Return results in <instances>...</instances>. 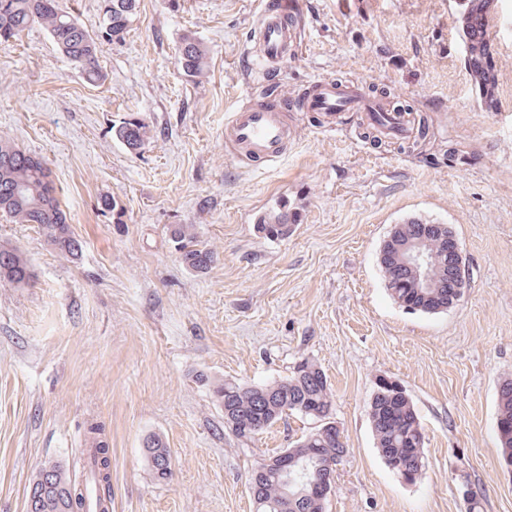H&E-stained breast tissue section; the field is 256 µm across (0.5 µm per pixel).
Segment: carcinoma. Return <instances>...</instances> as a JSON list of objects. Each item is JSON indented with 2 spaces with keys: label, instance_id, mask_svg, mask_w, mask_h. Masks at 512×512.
<instances>
[{
  "label": "carcinoma",
  "instance_id": "cac0c4a2",
  "mask_svg": "<svg viewBox=\"0 0 512 512\" xmlns=\"http://www.w3.org/2000/svg\"><path fill=\"white\" fill-rule=\"evenodd\" d=\"M137 0H103L101 20L95 31L87 30L78 18L62 5V0H0V41L18 37L31 25L45 27L56 49L81 71L92 86L104 83L106 74L99 63L102 46L121 39L127 32ZM178 60L184 74L196 78L207 68V51L192 33L179 43ZM148 128L138 122H125L116 131L128 147L136 149L148 137ZM0 213L18 224L36 225L44 241L60 253L75 256L80 249L62 209L49 166H35L31 153L7 142L0 143ZM259 230L273 239L286 238L293 225L261 224ZM214 255L203 246L188 242L181 260L186 268L201 272ZM392 300L403 303V289L397 287L398 266L381 268ZM19 288L30 284L32 271L22 251L8 243L0 244V281ZM397 383L380 376L368 407L374 444L384 463L397 474L418 478L425 466L426 437L411 397H394ZM212 394L224 410V428L240 441H250L278 422L300 416L314 427L292 442L293 448H324L326 454L342 463L348 448L343 430L336 421L332 390L323 369L303 359L284 379L264 384L236 380L219 381ZM497 415L512 418V381H504L498 393ZM99 453V474L110 484V448L100 437H91ZM144 455L158 480L171 476L170 452L162 438L152 435L144 441ZM305 472L287 482L272 464V456L256 462L247 484L255 512H326L327 502L306 495L303 480L325 479L334 482L332 472L320 467L316 456L304 459ZM48 476L49 485L42 483ZM27 491L39 494L38 512H81L82 493L69 470L58 463L43 465L29 482Z\"/></svg>",
  "mask_w": 512,
  "mask_h": 512
}]
</instances>
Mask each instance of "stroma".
I'll use <instances>...</instances> for the list:
<instances>
[{
  "instance_id": "1",
  "label": "stroma",
  "mask_w": 512,
  "mask_h": 512,
  "mask_svg": "<svg viewBox=\"0 0 512 512\" xmlns=\"http://www.w3.org/2000/svg\"><path fill=\"white\" fill-rule=\"evenodd\" d=\"M259 2L138 0L124 38L102 47L99 86L41 25L0 43V141L47 161L82 244L57 253L0 216V243L34 272L24 288L0 282V512H26L38 468L72 467L96 425L112 512H253L249 470L311 423L238 441L211 389L278 380L304 359L326 373L347 440L327 512H470L468 489L477 512H512L495 433L512 379V41L494 50L507 88L489 111L463 45L448 42V0H304L279 91L324 77L398 87L427 136L380 145L357 120L327 131L293 112L285 154L260 168L224 144L227 114L267 85L247 66ZM188 32L209 57L195 79L177 63ZM133 120L149 129L134 151L114 133ZM279 205L296 209L294 231L265 238L256 219ZM411 214L451 225L466 254L468 286L447 312L406 311L385 290L379 250ZM180 224L214 253L205 272L182 264ZM381 376L405 386L426 436L412 484L374 445ZM150 435L171 451L168 480L145 459Z\"/></svg>"
}]
</instances>
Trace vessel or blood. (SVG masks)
Masks as SVG:
<instances>
[{
  "label": "vessel or blood",
  "mask_w": 512,
  "mask_h": 512,
  "mask_svg": "<svg viewBox=\"0 0 512 512\" xmlns=\"http://www.w3.org/2000/svg\"><path fill=\"white\" fill-rule=\"evenodd\" d=\"M302 0H263L255 36L265 73H277L293 54L294 19ZM471 24L485 43L501 42L505 18L496 7H472ZM300 111L314 114L326 130L340 128L349 113L361 116L372 139L412 143L419 135L420 118L398 102L397 95L372 93L361 81L317 79L308 83L298 97ZM292 132L286 108L279 101L260 99L230 113L224 124L226 145L241 157L273 165L283 156ZM83 455L85 487L83 512H112V503L100 485L97 453L86 448Z\"/></svg>",
  "instance_id": "b4317fda"
}]
</instances>
